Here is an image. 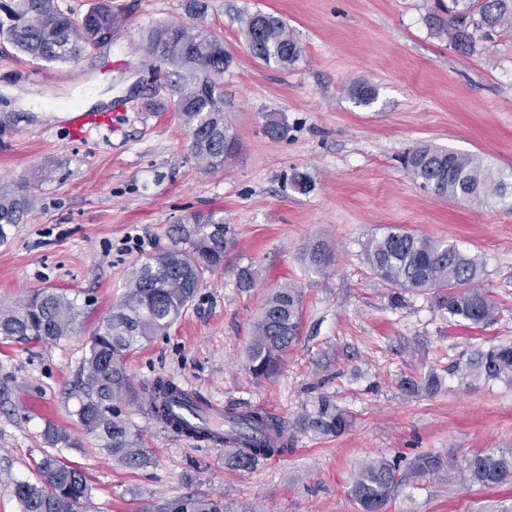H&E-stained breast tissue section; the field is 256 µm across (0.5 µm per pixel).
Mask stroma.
<instances>
[{
	"instance_id": "35a3bbf8",
	"label": "stroma",
	"mask_w": 512,
	"mask_h": 512,
	"mask_svg": "<svg viewBox=\"0 0 512 512\" xmlns=\"http://www.w3.org/2000/svg\"><path fill=\"white\" fill-rule=\"evenodd\" d=\"M433 0H209L192 18L185 0H112L124 22L111 41L73 62L37 61L0 49V186L24 187L26 223L0 244V307L52 288L82 314L48 343L0 338V512H20L15 480L37 481L47 424L70 436L64 455L84 474L97 512H147L189 494L223 496L224 512H359L350 490L375 457L410 461L432 452L460 464L477 451L512 448V386L456 372L476 350L512 343V210L448 202L421 190L399 158L431 142L512 169V31L477 38L462 53L429 27ZM282 17L300 46L285 68L253 58L239 17ZM223 38L224 117L239 139L224 167L203 169L174 107L168 68L147 52L163 23ZM376 85L363 107L352 83ZM36 111L18 109L19 100ZM101 124L77 138L69 110ZM282 118L288 136L265 130ZM303 171L312 187L290 182ZM224 212L235 240L230 264L206 278L182 316L135 352L141 388L168 377L227 408L261 409L294 424L318 394L354 417L343 435L298 434L288 452L243 471L221 447L179 436L144 408L124 410L153 463L129 469L96 453L71 414L88 341L119 301L133 267L188 245L192 216ZM389 225L456 244L484 263L479 281L496 303L487 322L450 319L428 294L393 291L372 275L364 244ZM335 260L309 271L308 243ZM251 266L252 287L235 269ZM303 294L298 343L280 373L253 376L246 348L267 295ZM436 372L437 392L403 395L405 377ZM512 486L488 489L430 478L401 484L385 512H501Z\"/></svg>"
}]
</instances>
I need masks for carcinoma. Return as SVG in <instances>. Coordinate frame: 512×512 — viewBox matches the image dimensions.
<instances>
[{
    "label": "carcinoma",
    "instance_id": "cac0c4a2",
    "mask_svg": "<svg viewBox=\"0 0 512 512\" xmlns=\"http://www.w3.org/2000/svg\"><path fill=\"white\" fill-rule=\"evenodd\" d=\"M435 9L427 21L463 52L474 47L478 31L512 30V0H435ZM240 23L254 58L278 67L299 58L301 47L281 17L257 10L240 17ZM121 24L122 18L112 11V0H99L79 20L60 9L57 0H0V42L33 60L74 61L82 53L81 43H104ZM147 49L172 67L169 75L174 77L175 110L189 132L191 154L206 170L224 166L239 148L237 136L224 125L223 78L232 63V56H224V41L194 33L183 24L167 23L152 30ZM349 93L356 103L366 106L377 98V87L363 81L354 84ZM403 168L413 183L446 200L504 203L512 187V170H495L475 154L431 143L406 152ZM30 209L25 192L0 186V241L5 226L23 223ZM193 223L194 237L188 247L164 252L132 270L125 294L94 330L82 362L81 381L71 392L76 401L72 415L78 425L98 440L99 452L130 469L149 466L151 456L140 447L139 433L121 409L141 403L140 390L127 372V359L166 332L193 301L206 274L224 269L233 247L230 227L220 212L197 216ZM306 254L308 266L315 272L325 270L333 261L332 252L322 243L310 245ZM365 259L373 275L395 289L397 296L403 291L431 292L449 317L471 324L485 322L495 314L491 295L474 285L483 262L454 244L390 225L386 232L369 239ZM79 316L74 301L66 295L39 290L0 309V337L58 340L73 332ZM302 318L303 295L297 287H280L267 296L246 351L248 367L255 376L270 377L278 371L286 352L299 339ZM461 371L473 379L512 384V344L477 351ZM440 384L439 377L430 374L423 379L406 377L400 387L406 395H418L434 393ZM176 404L193 413L200 409L172 380L154 379L146 398L149 413L167 427L215 446L245 440L230 458L237 469L249 470L259 459L288 450L287 426L258 409L227 411L224 434L220 435L174 415L172 406ZM353 423L348 411L319 394L305 404L295 429L314 437H337ZM47 439L54 451L45 453L37 463L41 484L14 483L20 512H89L91 488L62 456L68 434L50 428ZM453 471L487 488L512 484V448L477 451L461 467L429 452L417 455L404 471L385 457L372 458L358 468L351 496L361 512H384L401 480L422 481ZM154 512H224V500L187 494L165 501Z\"/></svg>",
    "mask_w": 512,
    "mask_h": 512
}]
</instances>
